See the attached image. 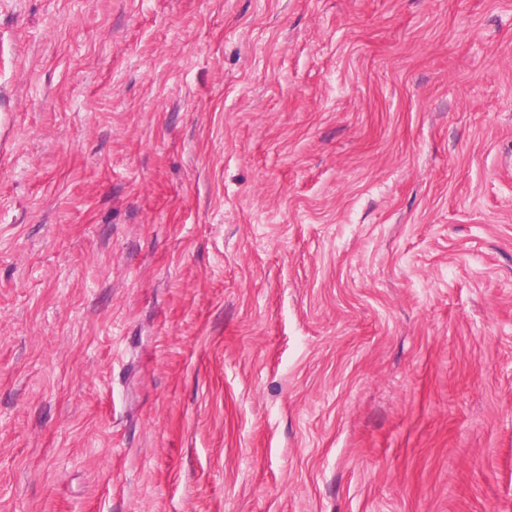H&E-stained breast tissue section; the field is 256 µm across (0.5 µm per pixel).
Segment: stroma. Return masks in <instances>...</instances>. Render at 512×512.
<instances>
[{"label":"stroma","mask_w":512,"mask_h":512,"mask_svg":"<svg viewBox=\"0 0 512 512\" xmlns=\"http://www.w3.org/2000/svg\"><path fill=\"white\" fill-rule=\"evenodd\" d=\"M0 512H512V0H0Z\"/></svg>","instance_id":"obj_1"}]
</instances>
